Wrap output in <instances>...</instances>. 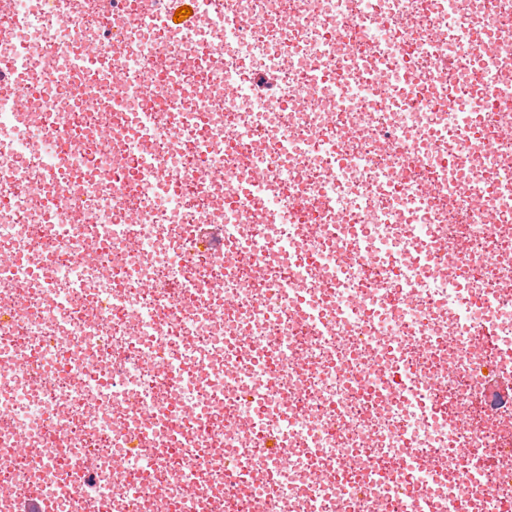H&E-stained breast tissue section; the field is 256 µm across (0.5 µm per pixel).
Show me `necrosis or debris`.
<instances>
[{
	"label": "necrosis or debris",
	"mask_w": 512,
	"mask_h": 512,
	"mask_svg": "<svg viewBox=\"0 0 512 512\" xmlns=\"http://www.w3.org/2000/svg\"><path fill=\"white\" fill-rule=\"evenodd\" d=\"M200 8L204 29L172 38L158 11L114 7L116 51L100 25L56 37L38 0H0L21 20L0 37V66L54 50L50 93L0 113V174L45 172L59 198L83 186L52 214L0 188V255L24 258L0 276V512L37 489L49 512H512V399L485 384L512 373V0ZM477 40L493 47L480 60ZM90 44L124 73L129 126L143 120L144 62L183 60L187 122L223 189L202 183L195 140L172 151L162 125L148 149L99 150L112 114L70 69ZM443 56L451 75L423 82ZM49 123L72 137L67 169L39 141ZM472 140L496 149L473 159ZM167 170L183 188L160 181ZM204 224L222 232L215 253L188 264ZM246 247L262 261L234 263ZM183 277L193 288L171 298ZM141 431L146 451L125 454ZM268 432L287 465L266 455ZM461 447L495 468L463 478ZM87 456L94 467L67 480Z\"/></svg>",
	"instance_id": "necrosis-or-debris-1"
}]
</instances>
